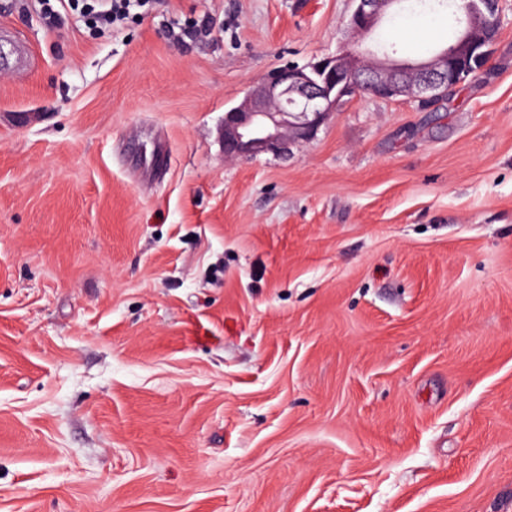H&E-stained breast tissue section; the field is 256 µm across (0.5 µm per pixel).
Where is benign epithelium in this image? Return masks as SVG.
<instances>
[{
  "label": "benign epithelium",
  "instance_id": "benign-epithelium-1",
  "mask_svg": "<svg viewBox=\"0 0 512 512\" xmlns=\"http://www.w3.org/2000/svg\"><path fill=\"white\" fill-rule=\"evenodd\" d=\"M355 2L348 27L364 35L400 0ZM457 12V34L428 60L400 61L385 52L368 61L364 52L348 47L305 66L273 71L225 113L224 157L275 154L312 138L339 102L363 86L382 100L404 97L425 105L445 97L485 69L500 26L498 0H470Z\"/></svg>",
  "mask_w": 512,
  "mask_h": 512
}]
</instances>
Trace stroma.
<instances>
[{"mask_svg": "<svg viewBox=\"0 0 512 512\" xmlns=\"http://www.w3.org/2000/svg\"><path fill=\"white\" fill-rule=\"evenodd\" d=\"M434 110L345 100L287 155L224 113L352 0H0V512H512V0ZM207 20L183 43L167 32ZM458 29L400 0L364 43ZM73 1H77V5L80 2L87 5V14L91 16L90 22L97 28H107L128 19L131 15H137L138 13H132V10L149 3V0H86L85 3L80 0ZM2 44L10 46V54L9 57L6 58L7 66L2 64V69L11 70L15 73L25 70L29 65L30 56L27 54L24 47L15 43L13 38L3 31L0 32V45L2 46Z\"/></svg>", "mask_w": 512, "mask_h": 512, "instance_id": "35a3bbf8", "label": "stroma"}]
</instances>
